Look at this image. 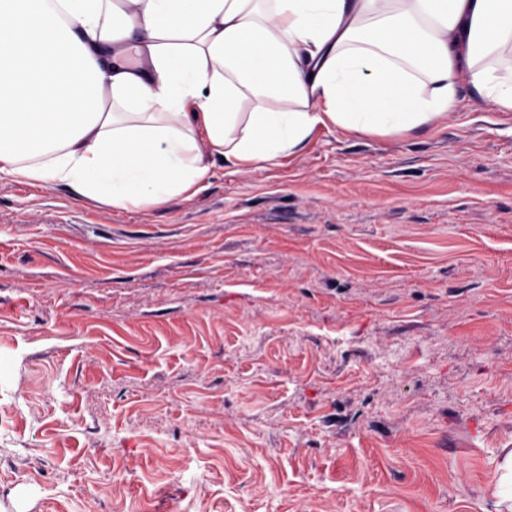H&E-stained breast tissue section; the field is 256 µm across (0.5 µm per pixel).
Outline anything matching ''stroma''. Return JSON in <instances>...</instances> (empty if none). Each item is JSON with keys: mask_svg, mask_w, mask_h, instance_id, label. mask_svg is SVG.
I'll use <instances>...</instances> for the list:
<instances>
[{"mask_svg": "<svg viewBox=\"0 0 512 512\" xmlns=\"http://www.w3.org/2000/svg\"><path fill=\"white\" fill-rule=\"evenodd\" d=\"M512 112L318 126L121 209L0 175V512H512Z\"/></svg>", "mask_w": 512, "mask_h": 512, "instance_id": "stroma-1", "label": "stroma"}]
</instances>
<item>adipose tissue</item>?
I'll return each instance as SVG.
<instances>
[{
  "label": "adipose tissue",
  "instance_id": "adipose-tissue-1",
  "mask_svg": "<svg viewBox=\"0 0 512 512\" xmlns=\"http://www.w3.org/2000/svg\"><path fill=\"white\" fill-rule=\"evenodd\" d=\"M512 112V0H0V174L161 205L317 125Z\"/></svg>",
  "mask_w": 512,
  "mask_h": 512
}]
</instances>
